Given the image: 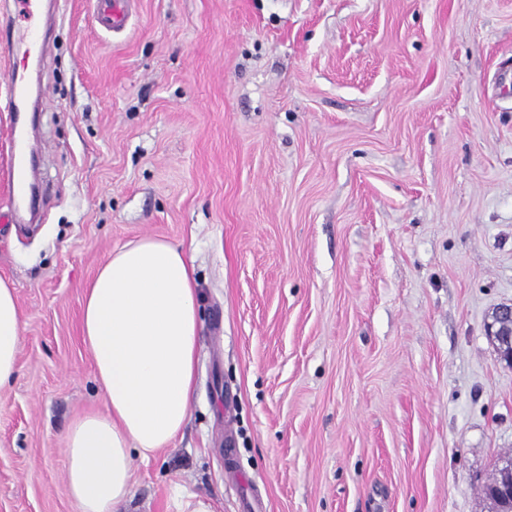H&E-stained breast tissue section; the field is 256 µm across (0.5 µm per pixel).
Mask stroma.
<instances>
[{
	"instance_id": "1",
	"label": "stroma",
	"mask_w": 512,
	"mask_h": 512,
	"mask_svg": "<svg viewBox=\"0 0 512 512\" xmlns=\"http://www.w3.org/2000/svg\"><path fill=\"white\" fill-rule=\"evenodd\" d=\"M37 215L11 218L28 68L0 46V512H76L64 433L101 405L81 303L112 250L185 248L190 419L129 512H491L512 453V0H42ZM110 4L108 9L97 11L95 16L98 24L106 30L120 29L128 19V4L130 0H99ZM16 289L0 278V390L11 385L17 373V357L24 341ZM498 325L497 329L493 331V327ZM506 327L512 329V307L509 305L501 306L495 311L494 323L488 325V335L494 338L498 336V343L500 344V358L508 363L512 362V347L511 344L501 342L499 336L503 334ZM499 477L488 484L484 492L494 502L512 495V455L503 456L498 464Z\"/></svg>"
}]
</instances>
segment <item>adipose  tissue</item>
Wrapping results in <instances>:
<instances>
[{
	"instance_id": "1",
	"label": "adipose tissue",
	"mask_w": 512,
	"mask_h": 512,
	"mask_svg": "<svg viewBox=\"0 0 512 512\" xmlns=\"http://www.w3.org/2000/svg\"><path fill=\"white\" fill-rule=\"evenodd\" d=\"M201 327L197 283L181 245L141 238L114 249L86 288L82 340L102 409L64 436L65 493L78 512H125L133 460H150L190 416ZM24 341L17 294L0 278V389Z\"/></svg>"
}]
</instances>
